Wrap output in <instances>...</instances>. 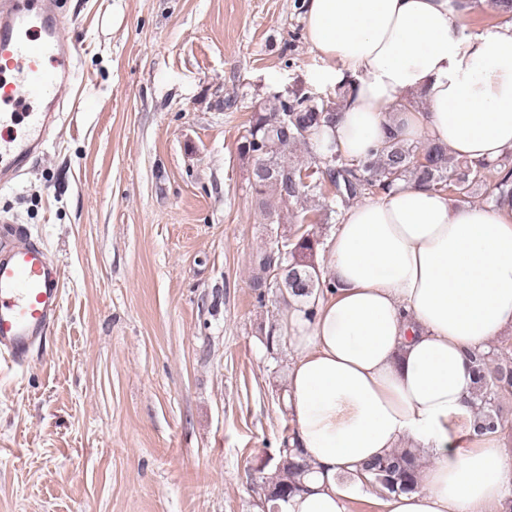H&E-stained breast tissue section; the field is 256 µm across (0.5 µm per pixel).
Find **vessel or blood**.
Segmentation results:
<instances>
[{
	"label": "vessel or blood",
	"instance_id": "1",
	"mask_svg": "<svg viewBox=\"0 0 512 512\" xmlns=\"http://www.w3.org/2000/svg\"><path fill=\"white\" fill-rule=\"evenodd\" d=\"M78 50L61 33L54 0H0V186L19 182L64 118ZM64 269L25 232L0 236V363L27 369L61 311Z\"/></svg>",
	"mask_w": 512,
	"mask_h": 512
}]
</instances>
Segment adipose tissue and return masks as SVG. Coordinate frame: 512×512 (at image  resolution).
Returning <instances> with one entry per match:
<instances>
[{
	"label": "adipose tissue",
	"mask_w": 512,
	"mask_h": 512,
	"mask_svg": "<svg viewBox=\"0 0 512 512\" xmlns=\"http://www.w3.org/2000/svg\"><path fill=\"white\" fill-rule=\"evenodd\" d=\"M475 0H304L318 78L351 89L318 155L360 159L389 124L472 164L512 154V22L463 38ZM424 112H395L404 98ZM327 289L284 316L292 439L312 469L283 512H351L364 462L406 445L432 463L380 512H494L512 497V449L470 436L471 353L512 333V201L490 208L397 183L347 207L329 242Z\"/></svg>",
	"instance_id": "obj_1"
}]
</instances>
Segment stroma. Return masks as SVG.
Returning <instances> with one entry per match:
<instances>
[{
	"label": "stroma",
	"instance_id": "35a3bbf8",
	"mask_svg": "<svg viewBox=\"0 0 512 512\" xmlns=\"http://www.w3.org/2000/svg\"><path fill=\"white\" fill-rule=\"evenodd\" d=\"M86 76L0 221L64 270L57 325L0 372V512H257L295 431L287 304L251 284L292 237L251 195L239 137L328 62L303 0H58Z\"/></svg>",
	"mask_w": 512,
	"mask_h": 512
}]
</instances>
